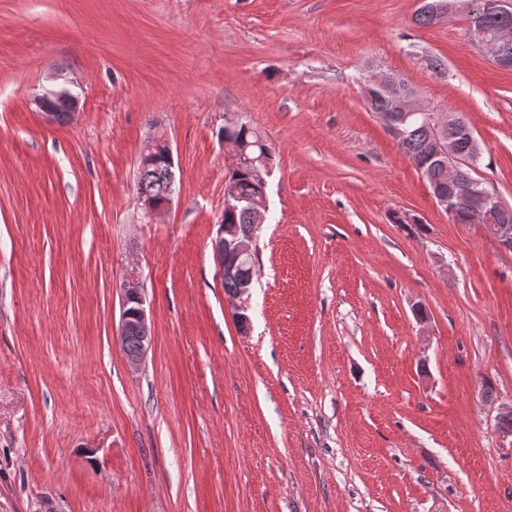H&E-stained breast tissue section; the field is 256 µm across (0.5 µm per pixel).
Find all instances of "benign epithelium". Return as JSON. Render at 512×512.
Returning <instances> with one entry per match:
<instances>
[{
  "instance_id": "benign-epithelium-1",
  "label": "benign epithelium",
  "mask_w": 512,
  "mask_h": 512,
  "mask_svg": "<svg viewBox=\"0 0 512 512\" xmlns=\"http://www.w3.org/2000/svg\"><path fill=\"white\" fill-rule=\"evenodd\" d=\"M470 0H454L436 11L434 20L441 23L454 15L470 10ZM470 34L474 35L478 46L492 61L501 67H512V52L502 45L503 38L489 35L481 26L472 25ZM369 82L389 90L396 96L397 111L399 117L385 122V127L390 134L398 139L403 135L400 127L401 119L423 113L435 131V157L448 164V183L454 184L460 178L467 180L469 206L473 222L487 224L490 222L491 213L494 211H511L512 207L503 204L498 197L495 187L486 181L480 170L479 159L482 155L480 143L474 131L462 123L458 114L454 112H438L431 107H424L418 92L405 84L402 76L393 73H375ZM462 130L470 140L469 149L462 152L458 149L455 137L450 131ZM175 172L168 169L167 187L162 194L164 202L159 203L150 194H141L139 197L141 218L146 223H151L167 206L174 194ZM267 180L261 179L259 193L247 198L254 217L255 225L265 221ZM254 236L236 238L233 241L224 242V233H219L212 242L213 254L216 265L225 277H232L239 270V260L251 254L253 251ZM141 336V344L138 350L127 355L130 366L137 368L147 357L151 348L152 336L150 331V308L147 307V299L141 288L134 280H129L122 288V310L120 317V338L124 339L131 334Z\"/></svg>"
}]
</instances>
